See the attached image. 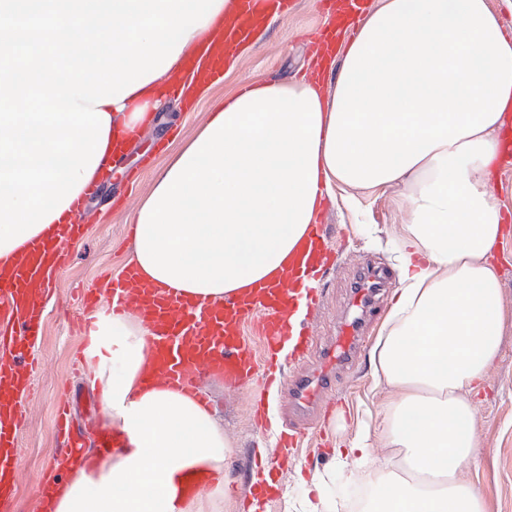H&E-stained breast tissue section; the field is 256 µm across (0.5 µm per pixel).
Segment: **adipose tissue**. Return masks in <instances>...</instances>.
Segmentation results:
<instances>
[{
    "label": "adipose tissue",
    "mask_w": 512,
    "mask_h": 512,
    "mask_svg": "<svg viewBox=\"0 0 512 512\" xmlns=\"http://www.w3.org/2000/svg\"><path fill=\"white\" fill-rule=\"evenodd\" d=\"M233 4L0 0V261L52 236ZM335 85L251 83L215 103L140 202L133 260L144 282L217 302L281 277L334 183L401 187L399 296L373 351L390 395L331 462L372 482L364 512H485L460 474L483 453L470 396L502 336L490 254L506 230L488 184L512 122V37L488 0H382ZM147 336L139 318L98 315L86 356L128 446L79 469L53 512H194L183 471H223L230 446L206 404L142 385ZM375 434L401 468L374 455Z\"/></svg>",
    "instance_id": "1"
}]
</instances>
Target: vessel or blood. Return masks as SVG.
<instances>
[{"mask_svg":"<svg viewBox=\"0 0 512 512\" xmlns=\"http://www.w3.org/2000/svg\"><path fill=\"white\" fill-rule=\"evenodd\" d=\"M335 30L326 32L338 44L359 15V0H339ZM287 0H238L236 11L223 29L189 59L186 73L219 78L226 56L248 43L266 23L265 5H286ZM74 217L58 225L53 236L23 248L10 264H0V512L11 505L20 483L17 427L25 413L31 377L40 361L30 347L42 325L45 297L64 255L61 246L81 232ZM343 254L329 243L328 227L311 225L309 234L279 282L225 297L223 302H198L160 286H141L135 266H127L112 281V310L140 316L149 329L154 366L145 379L173 388H198L203 379L222 383L228 395L249 393L254 404L262 395L253 391L255 380L284 395L282 418L287 427L277 440L279 452H294L325 417L340 395V383L355 370V362L385 312L380 299L391 273L384 267H360L351 295L331 336L321 335L318 322L324 304L319 277L341 269ZM259 320L262 350H255L244 334L245 325ZM55 426L60 436L57 471L74 463L93 464L98 455L121 452L125 439L119 430L104 428L86 439L71 418L69 402H62Z\"/></svg>","mask_w":512,"mask_h":512,"instance_id":"1","label":"vessel or blood"}]
</instances>
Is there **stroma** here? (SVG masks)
Returning <instances> with one entry per match:
<instances>
[{
  "mask_svg": "<svg viewBox=\"0 0 512 512\" xmlns=\"http://www.w3.org/2000/svg\"><path fill=\"white\" fill-rule=\"evenodd\" d=\"M321 0H296L294 9L275 19L269 30L258 33L255 44L235 54L224 65V75L211 84L195 107L168 106L167 123L143 126L130 145L124 165L126 174L113 175L90 198L81 236L67 245L68 261L55 283V295L43 316L38 354L43 367L34 379L26 418L18 432L20 466L26 474L17 492L16 512H35L37 483L58 451L53 413L66 393L90 394L87 382L73 375L71 367L81 340L76 329L79 295L86 289L104 287L108 277L119 274L130 259L133 214L151 191L167 151L177 150L203 125L212 106L235 94L239 87L258 81L301 78L313 68V48L307 37L329 23ZM408 219V203L401 188L372 190L337 185L335 199L327 203L320 221L336 226L334 246L343 252L344 264L326 287V313L321 333L333 335L336 315L346 302L347 283L353 270L366 262H381L398 269L394 248L397 230ZM494 262L501 283L505 312L501 346L488 366L483 387L473 399L478 443L484 453L463 475L481 492L486 512H512V234L499 246ZM345 403L336 405L335 416L319 426L324 440L317 465L306 454L288 457L282 474L287 499H275L267 512H283L284 501L299 502L312 481L329 467L332 449L347 447L368 412L378 411L388 395L376 384L370 356H363L358 375L347 378ZM215 396L211 411L223 428L232 454L226 466L231 479L241 477L240 456L249 447L274 452L275 432L255 435L250 401L228 399L224 388L209 386Z\"/></svg>",
  "mask_w": 512,
  "mask_h": 512,
  "instance_id": "1",
  "label": "stroma"
}]
</instances>
